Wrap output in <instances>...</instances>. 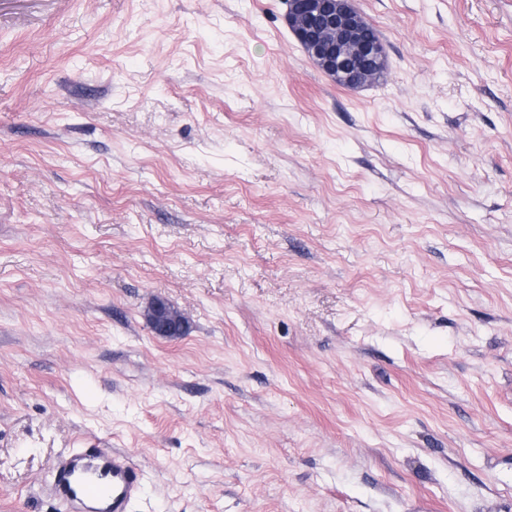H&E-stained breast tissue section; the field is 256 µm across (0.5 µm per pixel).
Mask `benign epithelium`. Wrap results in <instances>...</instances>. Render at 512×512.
Masks as SVG:
<instances>
[{"label": "benign epithelium", "mask_w": 512, "mask_h": 512, "mask_svg": "<svg viewBox=\"0 0 512 512\" xmlns=\"http://www.w3.org/2000/svg\"><path fill=\"white\" fill-rule=\"evenodd\" d=\"M285 21L312 62L344 88L356 90L385 67L380 42L366 43V18L353 0H285ZM153 332L169 337L172 308L157 300L150 311Z\"/></svg>", "instance_id": "benign-epithelium-1"}]
</instances>
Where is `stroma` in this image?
<instances>
[{
  "label": "stroma",
  "instance_id": "35a3bbf8",
  "mask_svg": "<svg viewBox=\"0 0 512 512\" xmlns=\"http://www.w3.org/2000/svg\"><path fill=\"white\" fill-rule=\"evenodd\" d=\"M0 0V512H512V0ZM157 298L189 321L157 336ZM352 0H285V21L312 62L344 88L356 90L379 76L385 67L377 29ZM380 77V76H379ZM51 477L61 512H129L142 494L140 469L112 448L70 450L58 457Z\"/></svg>",
  "mask_w": 512,
  "mask_h": 512
}]
</instances>
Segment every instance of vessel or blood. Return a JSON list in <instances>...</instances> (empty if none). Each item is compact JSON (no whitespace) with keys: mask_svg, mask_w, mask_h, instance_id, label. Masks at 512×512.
Segmentation results:
<instances>
[{"mask_svg":"<svg viewBox=\"0 0 512 512\" xmlns=\"http://www.w3.org/2000/svg\"><path fill=\"white\" fill-rule=\"evenodd\" d=\"M50 489L60 512H128L142 494V477L126 453L83 448L58 457Z\"/></svg>","mask_w":512,"mask_h":512,"instance_id":"obj_1","label":"vessel or blood"}]
</instances>
